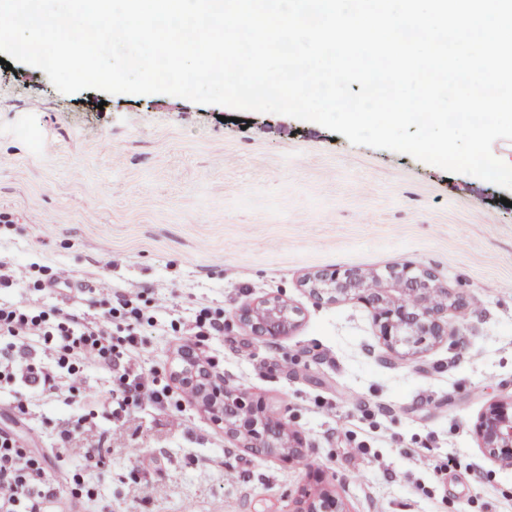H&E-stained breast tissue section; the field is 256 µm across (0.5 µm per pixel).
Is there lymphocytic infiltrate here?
Instances as JSON below:
<instances>
[{
    "label": "lymphocytic infiltrate",
    "mask_w": 512,
    "mask_h": 512,
    "mask_svg": "<svg viewBox=\"0 0 512 512\" xmlns=\"http://www.w3.org/2000/svg\"><path fill=\"white\" fill-rule=\"evenodd\" d=\"M94 311L51 305L41 298L0 302V383H20L25 396L9 401L18 421H26L33 398H73L89 371L105 373L108 387L102 407L121 422L146 409L173 410L180 401L157 369L142 367L143 322H154L165 300L140 302L114 298L109 278L97 279ZM107 437L89 447L84 462L68 475L69 502L78 512L95 497L86 480L99 465ZM45 456L15 436L0 433V512H46L55 496L47 477Z\"/></svg>",
    "instance_id": "lymphocytic-infiltrate-1"
}]
</instances>
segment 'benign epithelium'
<instances>
[{
	"label": "benign epithelium",
	"mask_w": 512,
	"mask_h": 512,
	"mask_svg": "<svg viewBox=\"0 0 512 512\" xmlns=\"http://www.w3.org/2000/svg\"><path fill=\"white\" fill-rule=\"evenodd\" d=\"M369 281L371 277L357 270H325L308 278L307 284L319 299L353 297L372 308L380 338L391 351L401 348L414 353L429 342L442 340L448 335V324L443 320L448 309L469 306L465 293L448 291L427 268L395 266L376 289L366 287ZM408 294L418 296V301L408 303ZM296 315L288 303L270 297L245 308L240 320L254 335L277 340L290 335L297 325ZM174 379L196 395L212 417L224 424L225 434L247 450L275 454L285 464L310 455L311 449L300 434L288 431L286 424L269 415L250 393L225 388L192 349L182 351ZM476 433L489 455L512 463V401L491 404L480 417ZM336 507L338 502L323 492L304 512H329Z\"/></svg>",
	"instance_id": "1"
}]
</instances>
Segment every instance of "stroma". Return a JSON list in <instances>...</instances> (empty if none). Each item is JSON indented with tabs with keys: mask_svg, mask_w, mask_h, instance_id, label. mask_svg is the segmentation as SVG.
Wrapping results in <instances>:
<instances>
[{
	"mask_svg": "<svg viewBox=\"0 0 512 512\" xmlns=\"http://www.w3.org/2000/svg\"><path fill=\"white\" fill-rule=\"evenodd\" d=\"M233 115L167 94H63L41 69L0 64V264L68 266L87 290L52 303L89 308L107 276L120 297L223 309L200 360L286 418L311 455L284 464L239 447L176 382L179 431L163 411L108 419L98 372L75 401H32L27 423L0 408V432L46 449L64 502L82 451H55L56 431L96 414L112 445L87 476L92 512H304L303 489L318 486L345 512H512V465L475 433L490 403L512 399V191L313 122ZM403 263L472 300L413 355L382 344L364 304L304 285L320 270L382 277ZM268 295L301 311L276 341L238 319ZM142 336L145 367L173 373L188 337L147 324Z\"/></svg>",
	"mask_w": 512,
	"mask_h": 512,
	"instance_id": "35a3bbf8",
	"label": "stroma"
}]
</instances>
